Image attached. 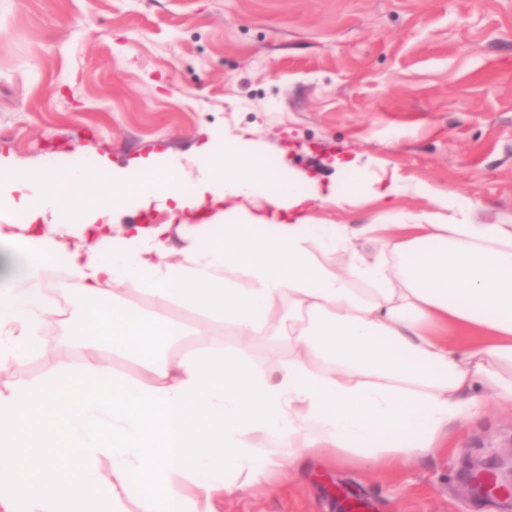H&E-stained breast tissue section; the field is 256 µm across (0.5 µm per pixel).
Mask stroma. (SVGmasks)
<instances>
[{
  "mask_svg": "<svg viewBox=\"0 0 512 512\" xmlns=\"http://www.w3.org/2000/svg\"><path fill=\"white\" fill-rule=\"evenodd\" d=\"M248 133L268 164L360 199L313 201L322 224L361 227L431 210L425 186L455 191L479 219L512 218V0H0V155L27 166L71 148L113 167L192 154L207 130ZM400 193L377 198L391 182ZM121 306L188 328L179 353L234 347L222 321L128 291ZM82 307L45 325L44 355L0 372L33 383ZM447 447L384 466L310 456L267 474L217 512H501L462 476L469 454L512 448V407L483 392Z\"/></svg>",
  "mask_w": 512,
  "mask_h": 512,
  "instance_id": "35a3bbf8",
  "label": "stroma"
}]
</instances>
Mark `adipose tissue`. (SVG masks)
I'll list each match as a JSON object with an SVG mask.
<instances>
[{"instance_id":"obj_1","label":"adipose tissue","mask_w":512,"mask_h":512,"mask_svg":"<svg viewBox=\"0 0 512 512\" xmlns=\"http://www.w3.org/2000/svg\"><path fill=\"white\" fill-rule=\"evenodd\" d=\"M194 156L196 180L180 159L163 167L149 155L114 171L108 191L96 179L104 157L17 167L0 156V245L19 244L22 261L0 281V368L46 350L44 271L68 269L84 301L71 336L80 361L0 389V512L21 500L28 512H214L237 489L227 471L315 453L408 460L443 447L451 425L481 411L478 386L512 406V223H481L469 199L433 191L434 212L367 225L388 250L369 261L353 246L357 228L302 213L335 191L267 169L260 151L229 137ZM255 197L267 211L243 207ZM236 199L240 207L219 211ZM154 202L175 218L214 206L220 231L205 246L186 237L178 251L165 224L127 225L108 248L89 239L100 217ZM439 209L462 218L437 223ZM313 242L347 257L348 271L315 264ZM112 284L222 320L239 345L173 355L186 327L120 308ZM275 329L288 363L251 361V342ZM104 338L142 379L114 376L99 356Z\"/></svg>"}]
</instances>
